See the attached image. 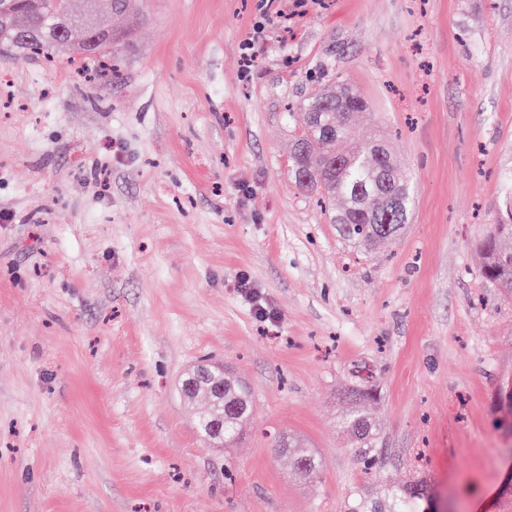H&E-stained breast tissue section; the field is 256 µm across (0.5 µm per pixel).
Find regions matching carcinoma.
<instances>
[{
	"mask_svg": "<svg viewBox=\"0 0 512 512\" xmlns=\"http://www.w3.org/2000/svg\"><path fill=\"white\" fill-rule=\"evenodd\" d=\"M130 10L126 0H0V35L8 37L16 25L38 32V36L16 47V57L28 55L50 59L64 51L95 60L112 55L110 49L88 53L83 43H71L73 33L86 38L91 26L109 24L112 16ZM368 100L341 80L314 90L298 112L288 113L297 129L290 153V163L299 188L319 195L334 204L328 213L337 225L340 236L347 242L371 252L384 242L395 240L408 219L413 199V182L394 163L387 145L380 139L355 141V120L370 114ZM348 145L344 151L340 144ZM402 195L401 210L386 206L391 190ZM505 210L481 243L485 264L481 276L495 288L512 294V178L505 184ZM381 369L364 366L356 371L352 387L345 398L348 409L339 428L352 446L356 447L367 467H372L381 455L375 426L363 409V404L377 399ZM205 399L196 426L207 443L224 447L236 441L250 417L253 394L242 381L224 376V412L211 403L210 382L199 377V385L190 400ZM495 409L502 414L499 423L512 418V379L506 378L497 393ZM224 421V435L212 436L207 429ZM277 441L278 451L288 456L293 470L301 476L310 475L322 466V459L297 441ZM430 497L427 485L410 482L404 485L381 486L377 496L352 494L347 512H424L423 503Z\"/></svg>",
	"mask_w": 512,
	"mask_h": 512,
	"instance_id": "1",
	"label": "carcinoma"
}]
</instances>
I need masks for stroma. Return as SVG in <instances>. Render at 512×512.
I'll use <instances>...</instances> for the list:
<instances>
[{"label": "stroma", "mask_w": 512, "mask_h": 512, "mask_svg": "<svg viewBox=\"0 0 512 512\" xmlns=\"http://www.w3.org/2000/svg\"><path fill=\"white\" fill-rule=\"evenodd\" d=\"M115 25L110 79L0 49V512H345L415 477L444 512H512V296L479 278L512 0H138ZM337 77L415 187L375 258L289 174L288 108ZM206 357L254 395L230 448L178 390ZM363 364L370 471L338 429ZM288 442V448H282L284 441ZM278 451L281 454L288 455L292 460L293 470L301 476L310 475L319 470L322 466V459L314 452L297 441H291L288 438H282L277 441ZM302 470V471H300Z\"/></svg>", "instance_id": "obj_1"}]
</instances>
